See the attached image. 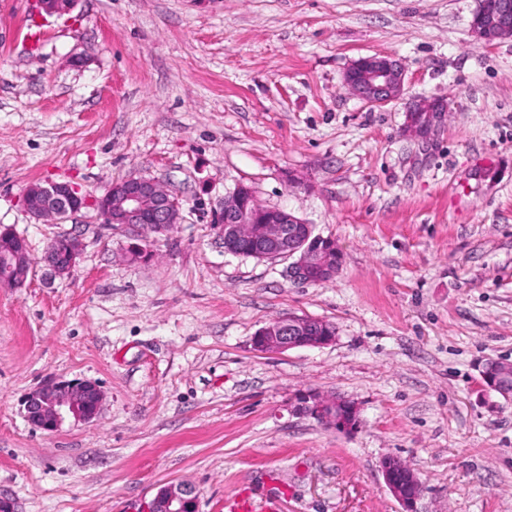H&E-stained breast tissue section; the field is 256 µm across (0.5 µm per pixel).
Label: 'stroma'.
I'll list each match as a JSON object with an SVG mask.
<instances>
[{"label":"stroma","instance_id":"obj_1","mask_svg":"<svg viewBox=\"0 0 512 512\" xmlns=\"http://www.w3.org/2000/svg\"><path fill=\"white\" fill-rule=\"evenodd\" d=\"M477 0H79L70 19L0 0V227L32 259L0 286V496L15 512H145L186 482L198 512H403L381 464L419 477V512H512V38L484 45ZM384 53L400 99L372 107L343 76ZM442 98L428 140L408 102ZM303 180L288 183L289 174ZM146 176L182 204L167 234L105 224L112 182ZM68 182L91 204L37 223L24 189ZM250 185L335 240L322 285L291 261L224 250V196ZM78 237L66 277L48 242ZM148 262L131 264L132 244ZM301 316L332 343L281 354L256 332ZM96 382L90 421L54 432L23 402L44 380ZM353 403L349 430L296 406ZM66 244V258L63 262L55 260L49 254H45L43 261L49 267L55 276H68L77 264L82 251V244L76 237H67L64 241ZM500 364L493 370L488 369L487 364H484L480 371V376L483 385L497 393H507L508 390L512 392V363L506 361H499Z\"/></svg>","mask_w":512,"mask_h":512}]
</instances>
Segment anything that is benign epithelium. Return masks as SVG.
<instances>
[{
    "instance_id": "obj_1",
    "label": "benign epithelium",
    "mask_w": 512,
    "mask_h": 512,
    "mask_svg": "<svg viewBox=\"0 0 512 512\" xmlns=\"http://www.w3.org/2000/svg\"><path fill=\"white\" fill-rule=\"evenodd\" d=\"M495 7L479 6L471 24L473 36L486 44L512 37V0H494ZM39 11L48 16L72 12L76 0H37ZM405 70L389 55L374 54L354 61L344 74L350 92L371 106L382 107L400 98L404 90ZM448 103L443 99H418L409 103L405 129L419 138L429 137L444 122ZM22 202L36 220L56 223L80 210L86 199L68 182L47 181L25 188ZM95 205L109 225L154 227L165 233L180 223V204L174 194L159 181L132 177L112 183ZM224 232V251L230 253L246 239L251 254L258 258L294 259L292 276L305 283L333 279L341 265V253L333 239L313 234L312 227L293 213L270 207H257L252 188L237 185L224 196L219 218ZM66 258L59 262L44 255L43 261L59 277L69 275L77 264L82 244L75 237L65 240ZM32 273V265L22 238L8 229L0 230V281L9 288H22ZM322 321L290 316L271 322L253 338L254 349L261 353H282L299 347H320L334 341L331 329ZM483 385L497 393L512 391V363L490 370L482 366ZM103 393L88 380L51 379L30 394L25 415L36 427L52 432L72 415L83 420L96 418ZM298 410L336 428H350L357 421V409L351 403L313 393L302 398ZM385 484L403 505V512H418L416 504L422 485L416 473L400 459L386 458L382 463ZM148 512H197V493L185 483L161 487L148 506Z\"/></svg>"
}]
</instances>
